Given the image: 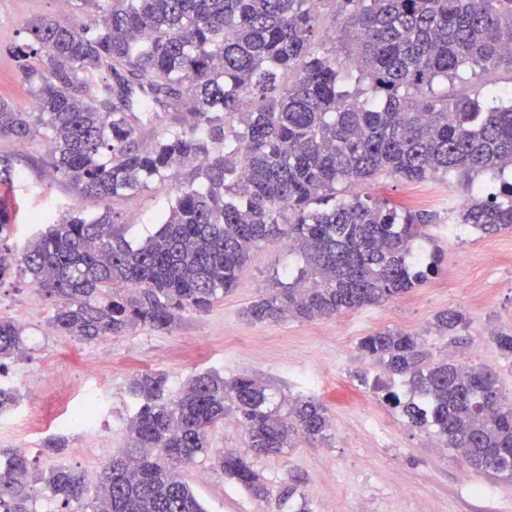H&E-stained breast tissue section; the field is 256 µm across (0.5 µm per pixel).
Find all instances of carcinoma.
<instances>
[{
    "label": "carcinoma",
    "mask_w": 512,
    "mask_h": 512,
    "mask_svg": "<svg viewBox=\"0 0 512 512\" xmlns=\"http://www.w3.org/2000/svg\"><path fill=\"white\" fill-rule=\"evenodd\" d=\"M331 20L355 28L346 62L320 51ZM96 21L24 25L16 47L31 110L0 100V137L48 145L46 163L100 215L35 220L45 229L18 252L0 198V283L16 273L54 301L52 325L84 342L135 327L169 329L236 285L252 251L285 241L304 264L292 282L254 300L251 322L314 320L407 294L439 271L440 256L412 260V244L437 216L336 195V186L388 176L458 177L477 195L455 223L493 235L512 230V100L435 88L466 72L512 69V0H80ZM174 115L151 146L142 133ZM17 177L0 155V187ZM177 191L144 242L123 235L111 203L152 181ZM466 326L446 310L432 328ZM22 327L0 317V360L22 349ZM420 336L384 330L360 349L407 379L419 400L387 394L410 427L461 452L466 469L512 478V396L482 367L421 365ZM161 373L132 379L138 409L128 447L112 455L93 498L66 466L37 470L3 450L0 512H33L35 484L56 512H205L178 469L207 453L212 429L239 413L247 452L216 466L250 495L273 491L248 453L281 454L296 437L331 428L314 399L280 415L267 388L247 376L195 375L177 396Z\"/></svg>",
    "instance_id": "carcinoma-1"
}]
</instances>
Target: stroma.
<instances>
[{"mask_svg":"<svg viewBox=\"0 0 512 512\" xmlns=\"http://www.w3.org/2000/svg\"><path fill=\"white\" fill-rule=\"evenodd\" d=\"M73 11L70 0H0L1 99L21 108L32 103L14 57L24 22L44 17L65 23ZM46 153L40 142L23 146L0 138V155L15 157L20 172L13 185L20 211L12 240L17 250L40 232L30 217L45 207L60 215H93L101 209L98 201L79 196L54 176L43 162ZM353 191L436 214L438 224L428 227L415 247L427 255L439 253L438 274L406 295L330 319L254 324L244 318V308L279 283L291 282L302 264L299 254L274 241L252 252L231 292L206 310L184 313L171 330L137 328L90 343L53 328V307L28 278L1 283L0 315L22 325L26 357L6 365L17 381L18 402L0 417V449L28 440L34 467H71L84 474L93 491L105 464L96 453L100 443L115 451L127 446L128 425L137 411L129 384L137 374H165L174 394L200 373L228 380L247 375L276 395L316 399L330 416L328 439L301 436L282 454L253 459L273 491L284 489L290 475H301L310 512H512V479L467 473L456 449L442 453L428 447L427 434L409 428L385 400L394 389L410 398L408 388H396L393 376L359 349L361 338L380 330L417 333L426 363L468 353L469 365L491 369L500 389L511 395L512 357L502 355L493 336L512 333V233H449L450 202L472 199L456 181L406 183L380 176ZM175 192L174 183L156 182L116 201L125 237L137 242L152 234L156 216ZM444 310L464 313L465 328L444 336L433 331L435 315ZM63 385L72 397L59 408V417L72 419L77 407L93 401L100 419L95 432H67L66 448L50 454L42 444L56 428L29 439L26 421L50 408L55 388ZM245 437L237 415H230L211 431L209 454L182 468L183 481L206 512H276L275 502L254 499L214 465L216 452L242 447Z\"/></svg>","mask_w":512,"mask_h":512,"instance_id":"35a3bbf8","label":"stroma"}]
</instances>
